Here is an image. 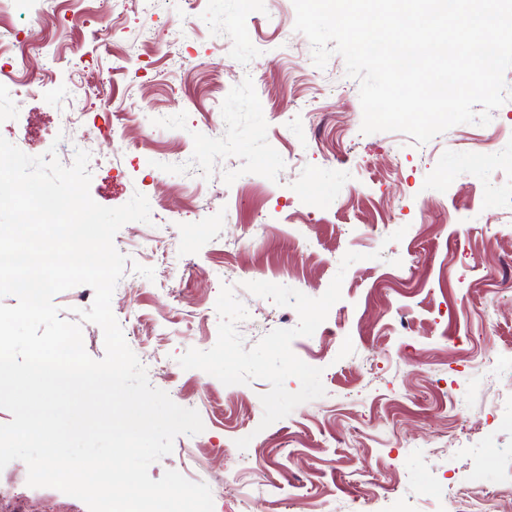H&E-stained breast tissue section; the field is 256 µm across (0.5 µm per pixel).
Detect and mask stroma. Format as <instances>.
<instances>
[{
    "label": "stroma",
    "mask_w": 512,
    "mask_h": 512,
    "mask_svg": "<svg viewBox=\"0 0 512 512\" xmlns=\"http://www.w3.org/2000/svg\"><path fill=\"white\" fill-rule=\"evenodd\" d=\"M89 9L87 23L70 22ZM194 28L185 0H57L59 22L34 10L0 17V32L43 30L51 80L1 96L0 137L45 155L55 139L90 154V195L119 207L156 196L150 225L114 236L127 256L111 307L150 384L197 410L203 432L180 435L151 464L206 483L214 512H477L512 502V298L495 300L490 270L512 271V213L488 193L512 197V100L487 125L460 124L415 145L398 132L363 134L359 81L340 55L325 67L295 29L293 0H207ZM261 84L229 78L225 50ZM85 79L111 110L126 113L123 142L164 148V172L130 163L119 141L61 119L70 81ZM504 142L499 177L469 155ZM264 182L238 207L225 193ZM401 241H390L396 230ZM382 251V259L371 254ZM342 298L326 318L335 339L311 353L324 396L260 428L266 380L222 384L177 362L218 338L223 283L250 307L238 325L245 347L285 329L296 311L244 289L285 285L317 298L346 252ZM234 271L225 280L222 271ZM250 437L246 450L235 442ZM16 460L0 470V512H88L81 500L27 484Z\"/></svg>",
    "instance_id": "obj_1"
}]
</instances>
